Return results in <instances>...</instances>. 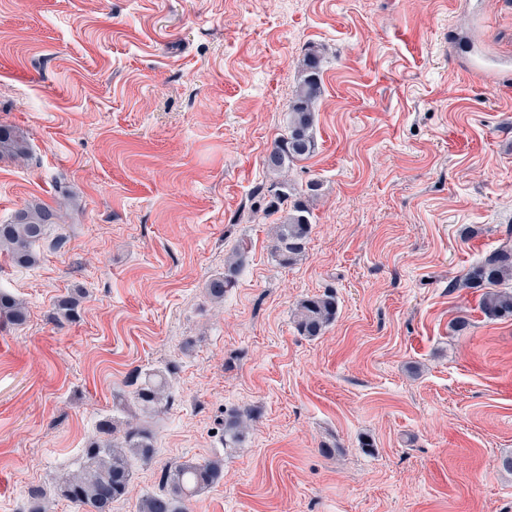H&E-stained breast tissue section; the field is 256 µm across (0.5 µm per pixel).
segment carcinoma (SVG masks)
Wrapping results in <instances>:
<instances>
[{
	"label": "carcinoma",
	"instance_id": "carcinoma-1",
	"mask_svg": "<svg viewBox=\"0 0 512 512\" xmlns=\"http://www.w3.org/2000/svg\"><path fill=\"white\" fill-rule=\"evenodd\" d=\"M321 92V57L311 52L304 60L295 96L288 105L285 133L274 143L265 158V166L274 175L264 187L269 197L270 214L278 215L273 228L272 250L279 262L287 265L304 251L314 224L313 212L305 194L288 183L285 174L290 165L313 155L314 104ZM28 156L25 139L10 126L0 125V158L23 161ZM34 202L19 210L8 224H0V254L18 265H30L37 259L33 245L44 238L48 227L59 218L58 206ZM247 259L245 248L235 250V258L224 275L208 284V295L213 300L224 298L232 287L236 270ZM512 232L503 245L492 254L472 264L461 279L462 287L480 293L479 307L488 319H512ZM78 297L68 294L57 299L53 320L58 325L74 321L78 316ZM298 331L317 337L336 318V297L323 294L299 302L295 311ZM27 319L26 308L14 295L0 291V320L22 325ZM133 392L135 406L151 415L161 409L166 400L168 380L161 370L149 369L136 374ZM115 415L103 416L97 425V438L83 449L79 468L60 479L55 494L74 505L78 512H112V503L124 498L131 481V458L148 461L154 454L150 430L126 423L119 439L113 434L117 428ZM248 429V416L230 415L224 421V443L236 444ZM221 459L208 461L186 460L164 474L162 492L145 496L139 512H186V502L216 483L223 472Z\"/></svg>",
	"mask_w": 512,
	"mask_h": 512
}]
</instances>
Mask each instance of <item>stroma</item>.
Returning a JSON list of instances; mask_svg holds the SVG:
<instances>
[{
  "label": "stroma",
  "instance_id": "1",
  "mask_svg": "<svg viewBox=\"0 0 512 512\" xmlns=\"http://www.w3.org/2000/svg\"><path fill=\"white\" fill-rule=\"evenodd\" d=\"M313 50L317 149L288 181L321 189L283 265L263 160ZM0 124L29 147L0 159V224L68 199L36 264L0 256L28 312L0 322V512L34 487L75 512L55 480L147 369L170 404L112 512L215 457L189 512H512V321L458 285L512 228V0H0ZM327 292L335 321L301 335ZM235 258L231 266L224 272L223 276L212 279L208 284V295L213 300H222L227 288L232 287L236 270L244 265L247 259V252L244 247L236 248ZM76 295L77 297L73 294L62 296L55 302L53 320L57 325L62 326L65 323L73 322L77 318L79 298L82 296L79 293H76ZM295 318L301 334L309 337L320 336L336 318V297L324 293L303 299L297 305ZM248 415L235 413L224 421V443L236 444L248 429Z\"/></svg>",
  "mask_w": 512,
  "mask_h": 512
}]
</instances>
